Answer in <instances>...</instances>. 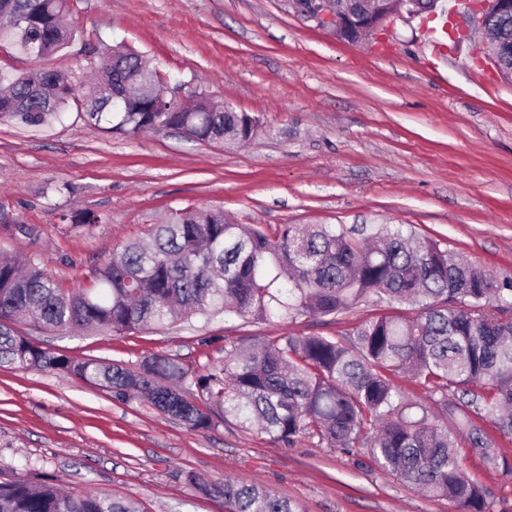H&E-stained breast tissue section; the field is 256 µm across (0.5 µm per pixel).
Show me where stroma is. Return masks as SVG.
I'll return each mask as SVG.
<instances>
[{
    "instance_id": "stroma-1",
    "label": "stroma",
    "mask_w": 512,
    "mask_h": 512,
    "mask_svg": "<svg viewBox=\"0 0 512 512\" xmlns=\"http://www.w3.org/2000/svg\"><path fill=\"white\" fill-rule=\"evenodd\" d=\"M79 36L35 60L0 42V70L42 67L84 76L93 49L136 48L184 94L255 117L246 144L169 130L135 139L100 132L77 113L30 128L0 121V201L38 240L0 235V247L38 255L66 288L88 280L117 246L188 206L223 209L276 233L284 224L404 225L442 240L478 271L512 280V82L480 52L454 45L441 21L396 17L377 37L342 41L289 0H72ZM104 221L77 232L66 214ZM372 302L333 316L272 324L201 317L135 334L20 332L76 359L138 367L177 358L208 373L228 343L258 336H345ZM467 476L492 512H512V473L462 448ZM31 464L70 491L132 498L147 512H225L184 480L239 477L302 512H453L380 469L367 448L347 452L308 437L293 445L215 418L192 431L150 404L113 400L101 386L55 373L0 368V463Z\"/></svg>"
}]
</instances>
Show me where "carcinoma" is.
Returning <instances> with one entry per match:
<instances>
[{
    "label": "carcinoma",
    "mask_w": 512,
    "mask_h": 512,
    "mask_svg": "<svg viewBox=\"0 0 512 512\" xmlns=\"http://www.w3.org/2000/svg\"><path fill=\"white\" fill-rule=\"evenodd\" d=\"M386 0H347V41ZM70 0H0V13L28 17L0 26L26 56L48 58L68 48L77 30L62 24ZM483 39L497 46L500 73L512 77V8L499 12ZM97 67L95 82L77 83L63 69L0 70V120L41 127L71 109L88 123L125 138L175 130L202 142L245 143L257 120L199 97L182 107L160 98L164 82L125 45ZM89 230L102 217L63 215ZM0 233L28 239L36 227L0 203ZM385 308L349 336H274L230 343L218 368L185 387L187 371L164 354L137 369L77 360L31 342L16 324L36 330L135 333L193 317L335 316L370 298ZM512 281L474 271L439 239L401 225L355 237L331 224H285L269 235L237 224L214 208L178 209L152 225L149 244L129 242L93 268L89 282L62 287L31 256L0 253V367L52 372L105 387L112 398L149 402L190 430H207L212 415L256 426L287 446L307 436L331 447H367L382 470L455 512H490L487 490L463 475L459 440L480 461L512 470L498 439L512 442ZM425 391L412 399L401 382ZM194 490L224 500L227 512H300L288 498L243 479L209 484L191 471ZM0 512H146L136 500L65 492L26 465L0 469Z\"/></svg>",
    "instance_id": "carcinoma-1"
}]
</instances>
